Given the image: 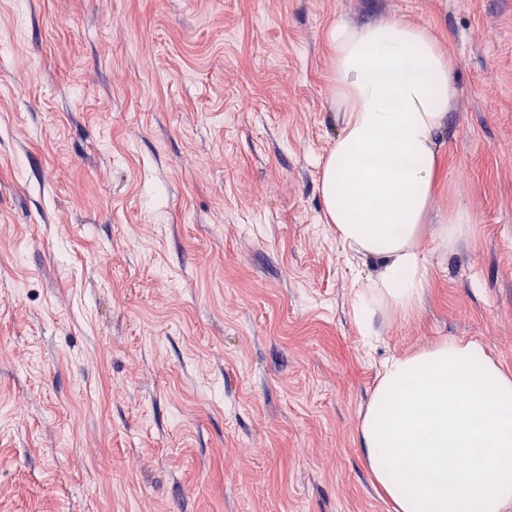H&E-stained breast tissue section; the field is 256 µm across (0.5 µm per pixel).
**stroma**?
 Wrapping results in <instances>:
<instances>
[{"mask_svg":"<svg viewBox=\"0 0 512 512\" xmlns=\"http://www.w3.org/2000/svg\"><path fill=\"white\" fill-rule=\"evenodd\" d=\"M393 19L455 57L470 231L370 345L325 32ZM443 339L512 371V0H0V512H392L359 416Z\"/></svg>","mask_w":512,"mask_h":512,"instance_id":"stroma-1","label":"stroma"}]
</instances>
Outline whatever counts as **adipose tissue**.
I'll return each instance as SVG.
<instances>
[{
	"label": "adipose tissue",
	"mask_w": 512,
	"mask_h": 512,
	"mask_svg": "<svg viewBox=\"0 0 512 512\" xmlns=\"http://www.w3.org/2000/svg\"><path fill=\"white\" fill-rule=\"evenodd\" d=\"M344 125L321 166L327 223L347 250L377 259L353 294L355 322L418 305L432 235L454 250L466 211L426 228L443 156L436 138L458 95L454 58L425 27L400 20L326 33ZM364 462L393 512H512V372L476 341L443 340L387 359L357 426Z\"/></svg>",
	"instance_id": "obj_1"
}]
</instances>
